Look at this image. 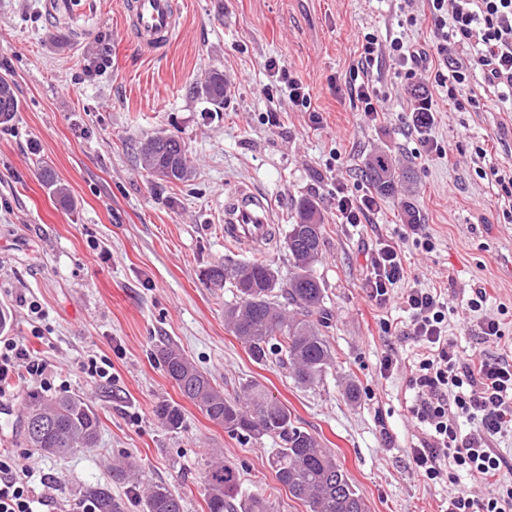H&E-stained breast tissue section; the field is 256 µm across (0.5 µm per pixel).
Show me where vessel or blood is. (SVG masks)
<instances>
[{
	"label": "vessel or blood",
	"instance_id": "vessel-or-blood-1",
	"mask_svg": "<svg viewBox=\"0 0 512 512\" xmlns=\"http://www.w3.org/2000/svg\"><path fill=\"white\" fill-rule=\"evenodd\" d=\"M123 12L141 48L169 45L181 28L174 0H124ZM268 204L259 193L238 189L224 205V240L230 244L256 245L275 233Z\"/></svg>",
	"mask_w": 512,
	"mask_h": 512
}]
</instances>
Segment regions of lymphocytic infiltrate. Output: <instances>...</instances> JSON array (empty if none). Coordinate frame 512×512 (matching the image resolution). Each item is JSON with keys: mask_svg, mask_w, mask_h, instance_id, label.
<instances>
[{"mask_svg": "<svg viewBox=\"0 0 512 512\" xmlns=\"http://www.w3.org/2000/svg\"><path fill=\"white\" fill-rule=\"evenodd\" d=\"M425 19L433 31V47L442 56L445 71L434 81L445 88L455 108H463L471 75L500 103H512V0H426ZM391 60L408 76L426 70L427 55L405 46L402 38L390 41L382 52L373 33H365L361 51L351 66L348 83L351 100L359 103L368 120H376L381 101L370 76L379 59ZM342 224H365L381 208L377 195L357 193L340 182L330 201ZM369 272L363 283L376 306L399 298L410 315L406 329L419 344L410 367L414 398L410 412L424 431L410 457L416 472L427 481L447 479L454 488L448 512H512V455L496 446L512 434V361L504 356L465 357L448 337V305L441 292L406 285L403 253L399 243L382 240L368 257ZM401 293H394V286ZM26 372L48 387L53 371L46 360L31 356L12 339L0 342V394L13 374ZM15 456L0 454V512H41L48 499L33 483L20 477ZM495 480L496 496L479 499L465 480Z\"/></svg>", "mask_w": 512, "mask_h": 512, "instance_id": "1", "label": "lymphocytic infiltrate"}]
</instances>
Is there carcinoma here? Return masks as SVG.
Returning <instances> with one entry per match:
<instances>
[{
    "label": "carcinoma",
    "mask_w": 512,
    "mask_h": 512,
    "mask_svg": "<svg viewBox=\"0 0 512 512\" xmlns=\"http://www.w3.org/2000/svg\"><path fill=\"white\" fill-rule=\"evenodd\" d=\"M190 91L202 94L217 108L224 106V75L209 71L196 79ZM18 99L10 82L0 78V125L18 112ZM140 163L168 183L185 182L192 163L184 143L172 135L148 138L140 149ZM365 179L382 197H394L413 179V171L399 168L383 149L374 151L365 164ZM323 222L319 204L303 199L295 223L288 225L283 247L288 252V280L263 261L218 263L205 273L213 288L230 285L236 301L224 309V320L233 335L248 348L254 362L264 365L275 358L299 386L321 379L333 362L323 336L325 288L315 275L322 254ZM287 303L291 310L282 308ZM168 377L181 395L193 402L214 423L229 432L254 440L276 439L279 447L269 459L277 481L288 493L309 504L311 512H368L334 454L310 433L294 424L288 408L255 381L240 385L234 393L219 389L181 351L166 346L159 352ZM155 414L168 429L181 427L180 405L161 401ZM27 447L51 455H66L96 446L100 420L82 397L63 395L45 400L31 395L22 412ZM239 473L215 459L204 475L209 512H270V501L239 494ZM145 512H183L181 497L160 484H144Z\"/></svg>",
    "instance_id": "obj_1"
}]
</instances>
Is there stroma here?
Returning <instances> with one entry per match:
<instances>
[{"mask_svg":"<svg viewBox=\"0 0 512 512\" xmlns=\"http://www.w3.org/2000/svg\"><path fill=\"white\" fill-rule=\"evenodd\" d=\"M176 2L179 34L149 52L123 27L120 0H96L97 14L80 20L77 40L66 29L47 28L45 0H0V77L13 84L19 102L13 122L0 125L6 335L55 365L46 398L82 396L101 420L94 448L53 456L24 447L20 409L34 387L16 378L0 397V452L23 455L44 480L49 512L102 493L121 512H144L140 489L115 475L130 459L150 482L180 495L183 512H208L203 477L216 457L239 472L242 495L269 496L272 512H310L278 483L269 464L272 439L228 432L183 398L158 356L169 342L225 390L261 383L296 426L332 451L369 512H445L450 486L424 481L409 458L422 436L408 411L407 364L417 351L402 334L409 315L399 304L380 308L368 299L366 255L376 240L403 239L408 279L442 291L448 335L459 349L502 354L482 340L477 321L465 324L459 315L471 288L484 287L485 315L499 319L512 338V222L494 180L472 161L481 147L487 164L512 167V112L476 77L470 88L477 106L457 111L422 74L433 99L429 135L439 148L418 154L405 122L413 109L409 79L386 59L374 75L384 110L374 122L361 117L345 93L358 34L431 49L423 0ZM271 58L308 88L321 124L285 96L261 95ZM214 68L232 89L218 111L189 91ZM272 105L279 110L274 127L266 122ZM159 133L184 142L194 170L189 181H162L140 164V141ZM378 148L397 166L412 167L413 182L385 199L372 223H337L333 186L345 178L369 191L361 170ZM44 165L67 187L68 202L43 186ZM241 186L269 197L283 231L298 200L321 207L325 240L316 273L325 287L323 334L335 361L313 385L297 386L276 362L256 364L224 321L233 291L204 281L213 265L258 256L224 243V195ZM406 201L432 249L409 237ZM258 257L287 276L284 248ZM32 303L38 313L29 311ZM391 350L400 364L384 376L380 363ZM91 357L111 362V381L89 380L82 364ZM163 400L180 404V429L158 421L154 408Z\"/></svg>","mask_w":512,"mask_h":512,"instance_id":"stroma-1","label":"stroma"}]
</instances>
